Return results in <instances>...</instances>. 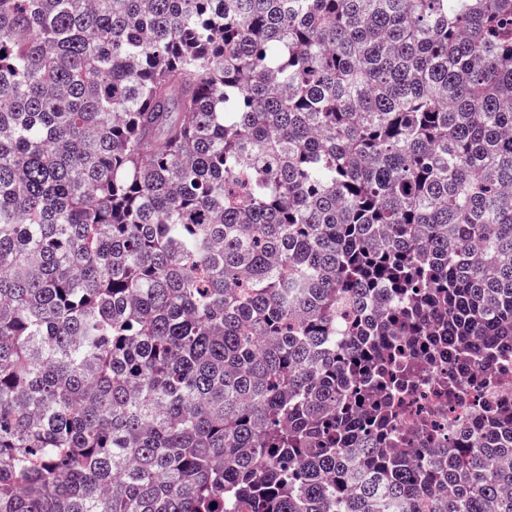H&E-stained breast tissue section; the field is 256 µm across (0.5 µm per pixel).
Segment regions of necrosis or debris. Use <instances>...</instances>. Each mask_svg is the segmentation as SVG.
<instances>
[{"label":"necrosis or debris","instance_id":"necrosis-or-debris-1","mask_svg":"<svg viewBox=\"0 0 512 512\" xmlns=\"http://www.w3.org/2000/svg\"><path fill=\"white\" fill-rule=\"evenodd\" d=\"M391 368L402 379L377 399L393 415L381 438L386 447L405 453L466 448L497 413L512 412V352L480 364L442 346L397 357Z\"/></svg>","mask_w":512,"mask_h":512}]
</instances>
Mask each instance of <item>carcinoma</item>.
Listing matches in <instances>:
<instances>
[{
    "mask_svg": "<svg viewBox=\"0 0 512 512\" xmlns=\"http://www.w3.org/2000/svg\"><path fill=\"white\" fill-rule=\"evenodd\" d=\"M396 334L512 350V0H0V512H512Z\"/></svg>",
    "mask_w": 512,
    "mask_h": 512,
    "instance_id": "carcinoma-1",
    "label": "carcinoma"
}]
</instances>
